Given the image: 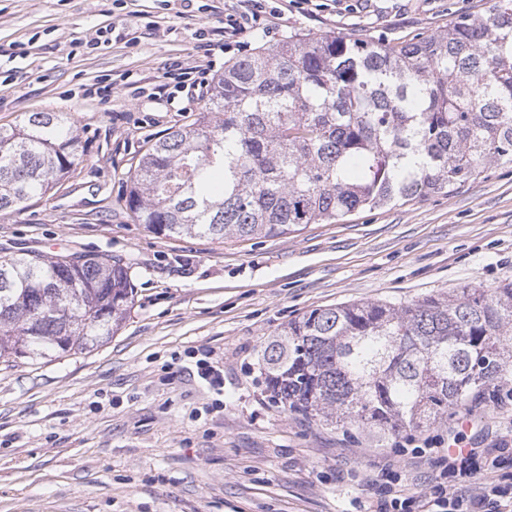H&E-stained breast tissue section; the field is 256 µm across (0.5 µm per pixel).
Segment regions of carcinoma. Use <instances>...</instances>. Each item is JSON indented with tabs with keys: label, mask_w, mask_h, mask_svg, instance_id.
I'll return each instance as SVG.
<instances>
[{
	"label": "carcinoma",
	"mask_w": 512,
	"mask_h": 512,
	"mask_svg": "<svg viewBox=\"0 0 512 512\" xmlns=\"http://www.w3.org/2000/svg\"><path fill=\"white\" fill-rule=\"evenodd\" d=\"M209 110L141 156L125 198L153 234L273 238L451 191L512 163V0L409 41L296 33L228 62ZM69 112L0 127V212L47 195L78 159ZM106 253L0 259V362L81 353L134 305ZM275 401L335 428H431L512 379V282L407 304L313 309L261 352Z\"/></svg>",
	"instance_id": "cac0c4a2"
}]
</instances>
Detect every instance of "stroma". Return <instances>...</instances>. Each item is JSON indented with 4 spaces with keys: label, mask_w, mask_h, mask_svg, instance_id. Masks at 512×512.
<instances>
[{
    "label": "stroma",
    "mask_w": 512,
    "mask_h": 512,
    "mask_svg": "<svg viewBox=\"0 0 512 512\" xmlns=\"http://www.w3.org/2000/svg\"><path fill=\"white\" fill-rule=\"evenodd\" d=\"M0 0V126L68 112L73 172L0 212V255L107 253L131 264L135 304L90 352L0 364V512H361L383 461L404 490L426 459L274 403L259 355L316 308L407 303L464 284L512 282V164L453 191L365 209L270 239L164 237L125 209L144 149L204 112L211 90L169 102L166 63L220 74L260 44L366 28L409 40L485 15L490 0H266L225 36L237 0ZM109 29L107 41L98 32ZM223 52L207 53L206 41ZM224 369V393L190 372ZM243 2H249L251 9L247 12L246 15L240 16L239 18H236L233 15H229V18L227 19V27H224V33H227L229 35L237 34L242 28H244L245 24H248L249 22H256L261 18V13L263 12V6L260 2L262 0H239ZM227 30V31H226Z\"/></svg>",
    "instance_id": "stroma-1"
}]
</instances>
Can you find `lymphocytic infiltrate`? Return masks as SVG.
<instances>
[{"label": "lymphocytic infiltrate", "instance_id": "f902f5d3", "mask_svg": "<svg viewBox=\"0 0 512 512\" xmlns=\"http://www.w3.org/2000/svg\"><path fill=\"white\" fill-rule=\"evenodd\" d=\"M429 450L414 449V456H430L434 473L419 492L379 496L368 512H512V480L504 475L507 462L502 443L488 448H446L433 437Z\"/></svg>", "mask_w": 512, "mask_h": 512}]
</instances>
